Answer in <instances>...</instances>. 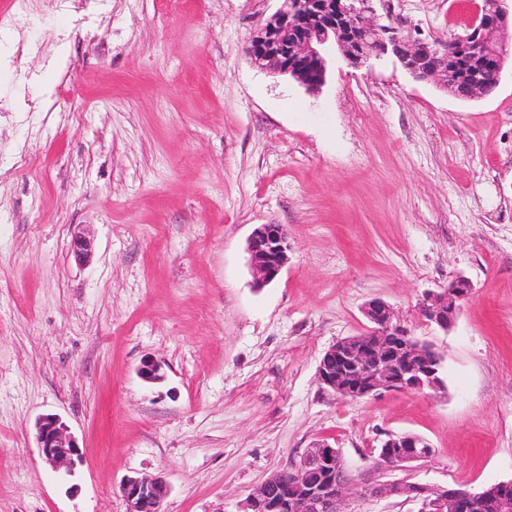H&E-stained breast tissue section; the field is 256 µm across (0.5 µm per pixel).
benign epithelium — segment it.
<instances>
[{"label":"benign epithelium","mask_w":512,"mask_h":512,"mask_svg":"<svg viewBox=\"0 0 512 512\" xmlns=\"http://www.w3.org/2000/svg\"><path fill=\"white\" fill-rule=\"evenodd\" d=\"M372 0H281V6L251 34L246 53L263 69L288 75L309 90L326 81L327 57L339 52L353 67L379 57L393 59L419 81H433L460 99L491 94L499 85L508 54L492 35L509 24L503 0H486L468 31L445 45L400 36L373 17ZM355 30L358 43L341 38L340 30ZM291 244L279 224H259L248 239L253 284L262 288L276 280L288 262ZM472 285L457 277L448 287L429 293L420 315L446 331L456 321ZM369 322L364 337L343 338L322 356L321 384L338 395L359 400L383 391L411 392L443 388L442 356L429 344L415 339L397 321L383 300L370 301L363 310ZM138 375L146 382L164 379L163 363L144 359ZM37 448L54 468L72 472L82 454L68 427L56 415L36 423ZM380 465L396 469L430 457L431 447L413 434H389L380 443ZM353 478L341 451L327 443L313 446L289 470L269 476L247 500L246 512H345V495ZM372 495L404 496L421 502V512H472V504L489 497L499 512H512V480L471 491L435 488L420 483L387 482L366 487ZM168 485L161 478L129 477L121 486L125 512H161Z\"/></svg>","instance_id":"1"}]
</instances>
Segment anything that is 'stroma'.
<instances>
[{"label": "stroma", "instance_id": "stroma-1", "mask_svg": "<svg viewBox=\"0 0 512 512\" xmlns=\"http://www.w3.org/2000/svg\"><path fill=\"white\" fill-rule=\"evenodd\" d=\"M481 4L377 0L375 18L443 44ZM279 6L0 0V512H125L124 478L158 475L163 512H244L322 441L352 472L348 512H418L369 484L512 480V76L463 100L336 56L313 96L245 51ZM259 224L291 249L256 289ZM458 276L473 291L444 333L418 306ZM374 298L443 355L444 389L320 384ZM147 357L163 381L139 378ZM47 414L81 447L72 474L37 447ZM389 432L431 456L381 468Z\"/></svg>", "mask_w": 512, "mask_h": 512}]
</instances>
